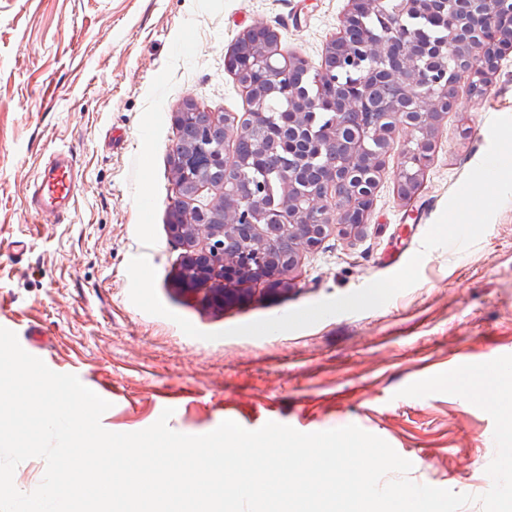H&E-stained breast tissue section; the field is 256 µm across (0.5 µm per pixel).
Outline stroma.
Segmentation results:
<instances>
[{
    "mask_svg": "<svg viewBox=\"0 0 512 512\" xmlns=\"http://www.w3.org/2000/svg\"><path fill=\"white\" fill-rule=\"evenodd\" d=\"M347 0H0V327L54 372L111 393L101 418L136 432L172 409L189 435L230 419L304 432L347 425L384 439L413 464V482L487 492L491 416L462 397H404L418 380L512 355V199L471 247L423 253L421 278L382 307L326 317L262 338L227 329L357 291L416 254L451 194L512 116V52L485 97L441 121L421 185L402 198L388 159L365 224L332 234L292 272L223 290L182 282L173 236L170 158L185 102L243 115L225 59L257 25L282 51L319 64ZM73 155L78 190L65 214L33 215L46 157ZM146 256L172 318L130 300L129 261ZM183 317L215 341L185 335Z\"/></svg>",
    "mask_w": 512,
    "mask_h": 512,
    "instance_id": "1",
    "label": "stroma"
}]
</instances>
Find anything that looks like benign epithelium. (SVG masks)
I'll return each mask as SVG.
<instances>
[{
	"instance_id": "benign-epithelium-1",
	"label": "benign epithelium",
	"mask_w": 512,
	"mask_h": 512,
	"mask_svg": "<svg viewBox=\"0 0 512 512\" xmlns=\"http://www.w3.org/2000/svg\"><path fill=\"white\" fill-rule=\"evenodd\" d=\"M362 12L376 17L380 30L365 28L352 43L350 30ZM432 12L443 20L444 36L422 44L402 18ZM511 23L512 0H400L394 17L385 12L384 0H349L340 31L316 68L303 57L282 53L276 33L257 27L272 41L253 64L265 73L270 91L287 102L285 131L294 158L287 162L286 200L270 212L263 186L240 191L233 180L224 183L223 195L193 209L191 220L183 200H174L171 229L186 250L187 280L222 281L230 265L242 280L289 271L329 233L346 235L364 223L399 128L410 137L395 180L416 190L432 160L436 122L456 105L457 92L450 88L465 79L470 97L485 95L486 57L495 50L512 51V34H505ZM295 71L314 72L332 94L312 95L305 84L292 83ZM381 75L388 76L390 94L374 102L371 84ZM242 87L252 105L246 117L224 120L212 113L197 138L252 133L267 150L270 133L253 125L254 113L262 111V91L248 83ZM223 167L224 149L201 144L181 148L173 158L179 190L191 187L196 194L209 185L204 175Z\"/></svg>"
}]
</instances>
